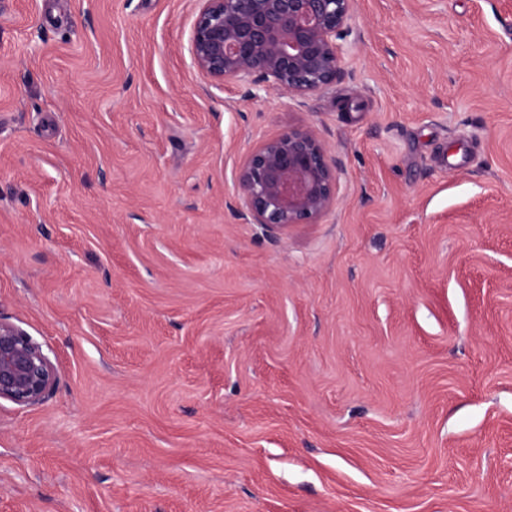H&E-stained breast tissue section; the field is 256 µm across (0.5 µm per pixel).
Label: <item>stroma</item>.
<instances>
[{"label":"stroma","instance_id":"1","mask_svg":"<svg viewBox=\"0 0 512 512\" xmlns=\"http://www.w3.org/2000/svg\"><path fill=\"white\" fill-rule=\"evenodd\" d=\"M194 0H0V512H512V0H354L329 86L191 64ZM316 132L333 209L232 171ZM252 224H313L336 203V162L313 130H289L256 146L233 171ZM57 370L43 345L18 325L0 318V401L20 408L44 404Z\"/></svg>","mask_w":512,"mask_h":512}]
</instances>
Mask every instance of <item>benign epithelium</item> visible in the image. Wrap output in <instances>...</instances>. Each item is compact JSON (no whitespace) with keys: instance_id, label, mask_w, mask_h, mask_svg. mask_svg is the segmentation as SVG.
<instances>
[{"instance_id":"benign-epithelium-1","label":"benign epithelium","mask_w":512,"mask_h":512,"mask_svg":"<svg viewBox=\"0 0 512 512\" xmlns=\"http://www.w3.org/2000/svg\"><path fill=\"white\" fill-rule=\"evenodd\" d=\"M189 52L215 82L255 75L279 92L301 97L331 84L341 70L338 40L353 0H196ZM252 223L286 229L313 224L336 203V164L310 129H295L256 146L233 171ZM57 370L43 345L0 318V401L44 404Z\"/></svg>"}]
</instances>
